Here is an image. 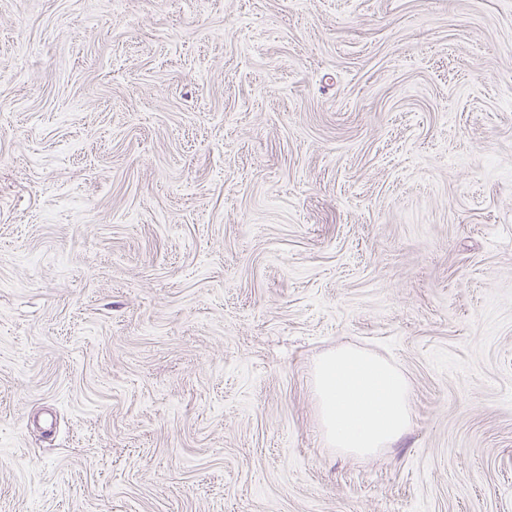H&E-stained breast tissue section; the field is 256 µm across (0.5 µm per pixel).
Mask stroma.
<instances>
[{"instance_id":"1","label":"stroma","mask_w":512,"mask_h":512,"mask_svg":"<svg viewBox=\"0 0 512 512\" xmlns=\"http://www.w3.org/2000/svg\"><path fill=\"white\" fill-rule=\"evenodd\" d=\"M0 512H512V0H0ZM329 448L364 457L388 448L411 427L410 386L388 360L342 346L319 358L312 373Z\"/></svg>"}]
</instances>
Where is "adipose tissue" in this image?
Masks as SVG:
<instances>
[{"label":"adipose tissue","mask_w":512,"mask_h":512,"mask_svg":"<svg viewBox=\"0 0 512 512\" xmlns=\"http://www.w3.org/2000/svg\"><path fill=\"white\" fill-rule=\"evenodd\" d=\"M326 443L364 457L390 447L412 424L410 386L388 360L342 346L319 358L312 373Z\"/></svg>","instance_id":"obj_1"}]
</instances>
